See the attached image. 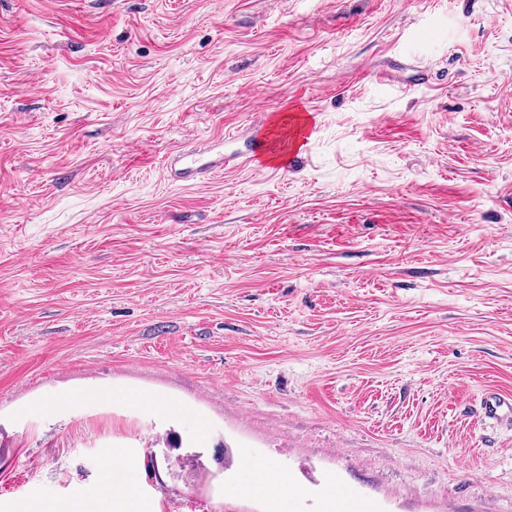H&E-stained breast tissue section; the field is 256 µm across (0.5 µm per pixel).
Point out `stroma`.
<instances>
[{
	"instance_id": "1",
	"label": "stroma",
	"mask_w": 512,
	"mask_h": 512,
	"mask_svg": "<svg viewBox=\"0 0 512 512\" xmlns=\"http://www.w3.org/2000/svg\"><path fill=\"white\" fill-rule=\"evenodd\" d=\"M265 112L302 160L236 167ZM489 390L512 0H0V512L120 496L116 448L142 512H512ZM209 147L179 148L167 158V170L177 181L200 183L224 171V154L219 161L209 160Z\"/></svg>"
}]
</instances>
